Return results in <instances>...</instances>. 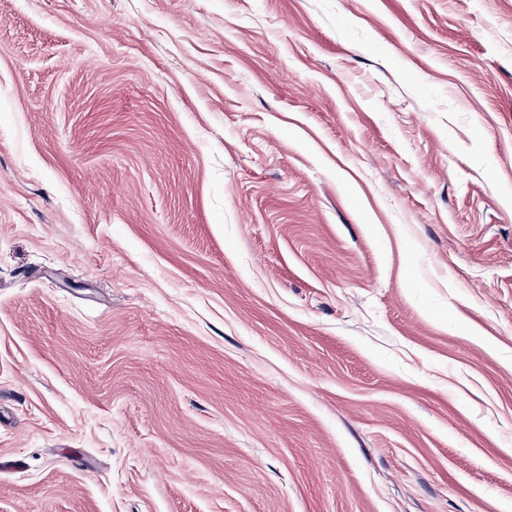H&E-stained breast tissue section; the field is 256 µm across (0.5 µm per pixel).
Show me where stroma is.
Listing matches in <instances>:
<instances>
[{
	"label": "stroma",
	"mask_w": 512,
	"mask_h": 512,
	"mask_svg": "<svg viewBox=\"0 0 512 512\" xmlns=\"http://www.w3.org/2000/svg\"><path fill=\"white\" fill-rule=\"evenodd\" d=\"M0 512H512V0H0Z\"/></svg>",
	"instance_id": "stroma-1"
}]
</instances>
